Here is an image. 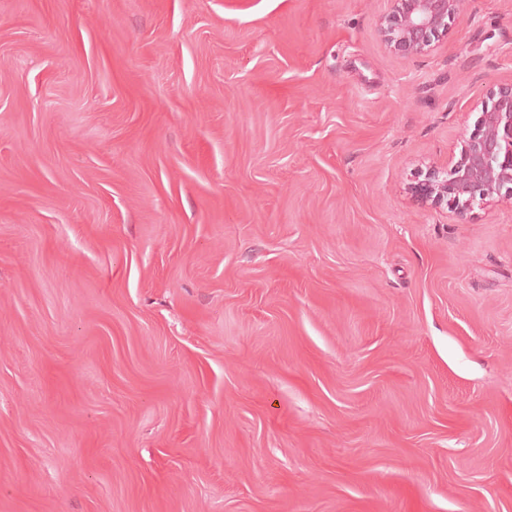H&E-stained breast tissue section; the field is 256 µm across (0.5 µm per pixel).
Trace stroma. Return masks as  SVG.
I'll use <instances>...</instances> for the list:
<instances>
[{
	"label": "stroma",
	"instance_id": "35a3bbf8",
	"mask_svg": "<svg viewBox=\"0 0 512 512\" xmlns=\"http://www.w3.org/2000/svg\"><path fill=\"white\" fill-rule=\"evenodd\" d=\"M388 8L0 0V512H512V0ZM378 25L385 49L406 58L430 51L448 25L465 9V0H388ZM481 101L477 130L465 138L457 159L446 168L429 167L410 192L421 203L438 206L446 202L459 214L484 204L506 185H512V81L487 86Z\"/></svg>",
	"mask_w": 512,
	"mask_h": 512
}]
</instances>
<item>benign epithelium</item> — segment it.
<instances>
[{"instance_id":"obj_1","label":"benign epithelium","mask_w":512,"mask_h":512,"mask_svg":"<svg viewBox=\"0 0 512 512\" xmlns=\"http://www.w3.org/2000/svg\"><path fill=\"white\" fill-rule=\"evenodd\" d=\"M378 25L385 49L406 58L430 51L448 25L465 9V0H389ZM477 130L463 141L460 155L445 168L429 167L410 186L421 203L444 202L465 214L512 185V82L487 86Z\"/></svg>"}]
</instances>
